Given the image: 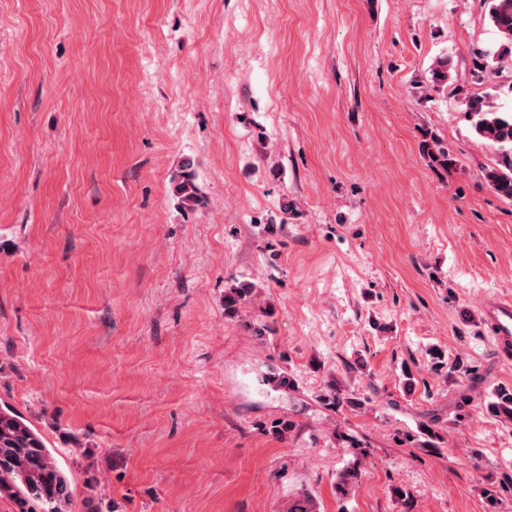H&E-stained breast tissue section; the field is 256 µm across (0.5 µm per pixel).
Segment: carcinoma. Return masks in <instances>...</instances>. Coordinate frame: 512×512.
<instances>
[{
	"mask_svg": "<svg viewBox=\"0 0 512 512\" xmlns=\"http://www.w3.org/2000/svg\"><path fill=\"white\" fill-rule=\"evenodd\" d=\"M488 18L502 39L497 58L512 56V0H485ZM451 67L446 58L437 59L429 70L425 89L438 91L448 87ZM466 112L471 118L475 132L496 147L499 152L497 166L483 169L486 182L501 196L512 199V111L503 112L494 103L491 94L474 95L466 101ZM196 175L192 165L187 163L174 178L175 196L184 205L199 202ZM252 292V285L240 283L230 287L224 295V312L232 316L238 306L246 301ZM9 448L26 450L27 469L16 470ZM50 449L44 448L31 439L29 433L17 430L13 437L0 435V490L22 495L37 501L41 512H61L59 502L68 482L66 471L48 469L44 455Z\"/></svg>",
	"mask_w": 512,
	"mask_h": 512,
	"instance_id": "1",
	"label": "carcinoma"
}]
</instances>
